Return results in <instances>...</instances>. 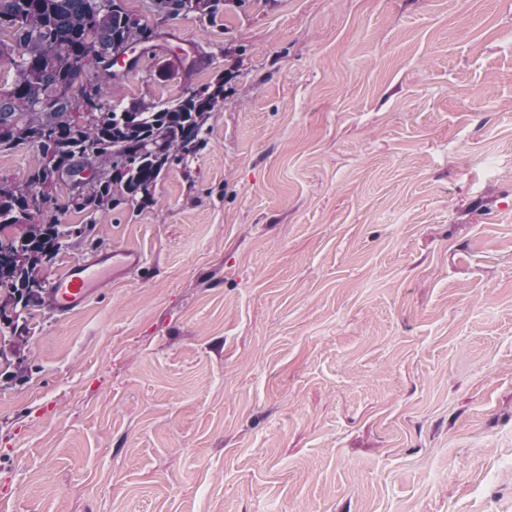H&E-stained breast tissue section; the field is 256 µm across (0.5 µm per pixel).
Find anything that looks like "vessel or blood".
Instances as JSON below:
<instances>
[{"instance_id":"obj_1","label":"vessel or blood","mask_w":512,"mask_h":512,"mask_svg":"<svg viewBox=\"0 0 512 512\" xmlns=\"http://www.w3.org/2000/svg\"><path fill=\"white\" fill-rule=\"evenodd\" d=\"M143 262V254L131 247L105 250L92 259L72 262L48 288L47 304L62 315L81 309L100 288L124 280Z\"/></svg>"}]
</instances>
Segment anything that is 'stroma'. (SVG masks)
Returning a JSON list of instances; mask_svg holds the SVG:
<instances>
[{"instance_id":"35a3bbf8","label":"stroma","mask_w":512,"mask_h":512,"mask_svg":"<svg viewBox=\"0 0 512 512\" xmlns=\"http://www.w3.org/2000/svg\"><path fill=\"white\" fill-rule=\"evenodd\" d=\"M111 90L227 74L144 263L0 318V512H512V0H219Z\"/></svg>"}]
</instances>
